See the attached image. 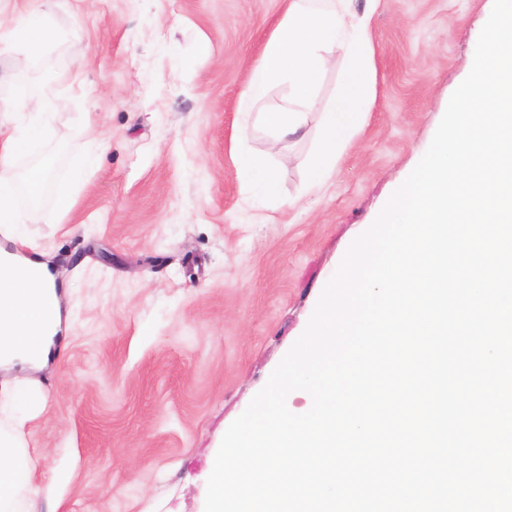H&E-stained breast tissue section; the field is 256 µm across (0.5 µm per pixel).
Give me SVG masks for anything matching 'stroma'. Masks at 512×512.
Masks as SVG:
<instances>
[{
    "mask_svg": "<svg viewBox=\"0 0 512 512\" xmlns=\"http://www.w3.org/2000/svg\"><path fill=\"white\" fill-rule=\"evenodd\" d=\"M22 0L58 37L0 52L55 114L52 184L76 191L30 236L63 283L67 343L30 379L29 512H204L223 436L305 330L352 241L429 146L492 0H341L369 19L374 100L330 181L306 170L345 61L303 139L271 145L236 104L285 0ZM104 149L82 164L87 135ZM263 156L281 206L252 208L232 148Z\"/></svg>",
    "mask_w": 512,
    "mask_h": 512,
    "instance_id": "1",
    "label": "stroma"
}]
</instances>
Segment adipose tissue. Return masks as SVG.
<instances>
[{"label": "adipose tissue", "mask_w": 512, "mask_h": 512, "mask_svg": "<svg viewBox=\"0 0 512 512\" xmlns=\"http://www.w3.org/2000/svg\"><path fill=\"white\" fill-rule=\"evenodd\" d=\"M337 0H288L271 32L247 85L238 99L239 112L256 114L265 134L275 142L303 135L328 53L341 47L345 75L331 112L323 117L317 150L307 167L306 186L315 190L333 175L336 162L365 124L375 79L376 47L367 23L345 26ZM56 36L46 15L21 12L17 0H0V47L23 45L38 56ZM288 88L286 106L257 112L269 89ZM52 121L45 102L9 76H0V233L13 246L0 253V369L40 370L57 351L62 331L56 272L40 257L28 233L33 218L59 223L74 207L68 186H58L46 199L48 164L18 169L20 156L45 153ZM237 164L262 205L278 200L275 177L263 158L247 153ZM25 383L0 398V512H17L29 483L28 450L23 439Z\"/></svg>", "instance_id": "ef3b65f1"}]
</instances>
